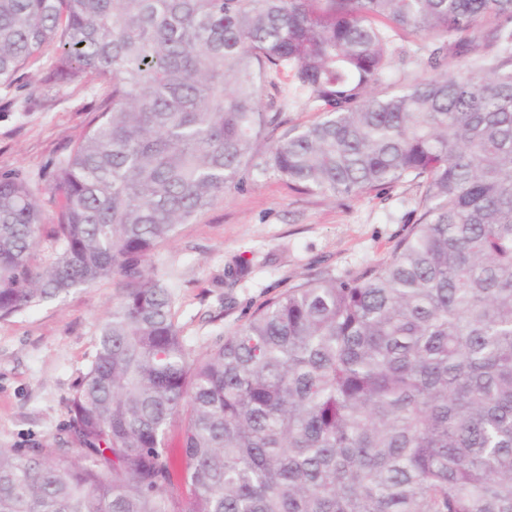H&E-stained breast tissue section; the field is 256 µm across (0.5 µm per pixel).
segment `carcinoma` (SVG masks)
<instances>
[{"label": "carcinoma", "mask_w": 512, "mask_h": 512, "mask_svg": "<svg viewBox=\"0 0 512 512\" xmlns=\"http://www.w3.org/2000/svg\"><path fill=\"white\" fill-rule=\"evenodd\" d=\"M389 28L429 50L380 94ZM51 45L47 80L92 75L107 105L45 188L48 265L40 190L0 173V319L127 288L65 436L0 448V512H512V0H0L1 85ZM283 70L321 116L274 137ZM270 170L334 198L416 181L421 215L198 354L141 261Z\"/></svg>", "instance_id": "obj_1"}]
</instances>
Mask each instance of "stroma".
<instances>
[{"label": "stroma", "instance_id": "stroma-1", "mask_svg": "<svg viewBox=\"0 0 512 512\" xmlns=\"http://www.w3.org/2000/svg\"><path fill=\"white\" fill-rule=\"evenodd\" d=\"M425 42L404 32L407 53L383 90L412 80ZM46 50L9 87L0 85V172L20 169L46 185L59 159L83 139L101 104L97 81H46ZM422 189L404 182L358 197L296 190L275 173L248 179L143 261L172 296L181 336L204 352L264 303L307 278L347 279L390 258L420 214ZM112 277L0 319V448L52 446L93 359L98 328L119 301Z\"/></svg>", "mask_w": 512, "mask_h": 512}]
</instances>
